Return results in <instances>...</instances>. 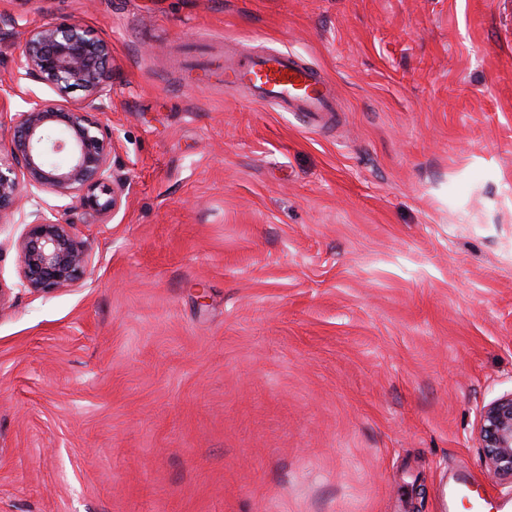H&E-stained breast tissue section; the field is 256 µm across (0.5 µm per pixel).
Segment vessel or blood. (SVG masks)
Masks as SVG:
<instances>
[{
	"mask_svg": "<svg viewBox=\"0 0 512 512\" xmlns=\"http://www.w3.org/2000/svg\"><path fill=\"white\" fill-rule=\"evenodd\" d=\"M197 81H215L229 88L246 89L253 104L275 105L286 112L322 117L336 111V93L318 70L288 52L229 53L223 67L209 59L189 57L181 62Z\"/></svg>",
	"mask_w": 512,
	"mask_h": 512,
	"instance_id": "b4317fda",
	"label": "vessel or blood"
}]
</instances>
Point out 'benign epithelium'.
<instances>
[{"label": "benign epithelium", "instance_id": "7a95c632", "mask_svg": "<svg viewBox=\"0 0 512 512\" xmlns=\"http://www.w3.org/2000/svg\"><path fill=\"white\" fill-rule=\"evenodd\" d=\"M15 67L62 96L32 98L15 113L0 100V125L7 117L12 130L0 156V223L11 221L22 198L47 195L20 216L16 250L21 286L50 294L75 286L91 264L75 225L108 220L127 198L126 183L112 172L114 137L100 119L112 47L78 22H49L26 32ZM73 91L84 92L82 102L65 98ZM476 439L489 471L512 484V391L483 406Z\"/></svg>", "mask_w": 512, "mask_h": 512}]
</instances>
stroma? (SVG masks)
I'll return each mask as SVG.
<instances>
[{
  "instance_id": "stroma-1",
  "label": "stroma",
  "mask_w": 512,
  "mask_h": 512,
  "mask_svg": "<svg viewBox=\"0 0 512 512\" xmlns=\"http://www.w3.org/2000/svg\"><path fill=\"white\" fill-rule=\"evenodd\" d=\"M112 46L121 211L91 273L22 288L0 228V512H463L512 391V0H0ZM279 49L336 86L310 125L186 83L173 49Z\"/></svg>"
}]
</instances>
